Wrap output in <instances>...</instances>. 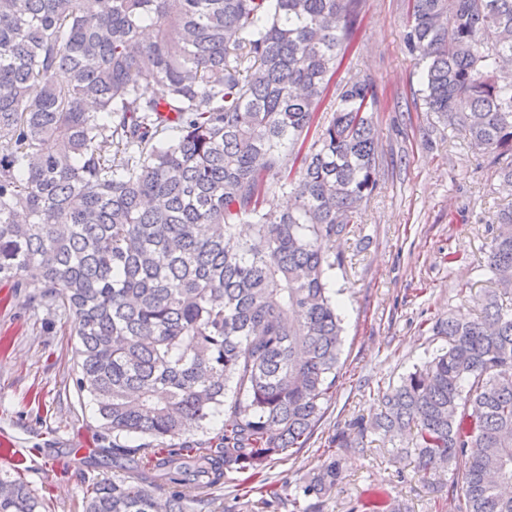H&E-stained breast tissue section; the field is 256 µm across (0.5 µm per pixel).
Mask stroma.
Here are the masks:
<instances>
[{
  "label": "stroma",
  "instance_id": "obj_1",
  "mask_svg": "<svg viewBox=\"0 0 512 512\" xmlns=\"http://www.w3.org/2000/svg\"><path fill=\"white\" fill-rule=\"evenodd\" d=\"M405 0H365L343 77L372 80L378 98V187L357 224L336 242L332 285L343 346L336 390L306 447L275 460L262 478L227 471L210 512H457L461 476L426 478L413 455H396L366 433L341 459L336 486L304 489L324 464L322 448L350 423L371 419L382 392L447 345L436 321L478 315L474 298L498 290L487 267L499 210L512 205L489 159L465 134L424 110L423 65L404 45ZM0 283V437L15 443L0 470L21 476L49 512H83L94 481L131 476L113 467L111 436L79 394L69 321Z\"/></svg>",
  "mask_w": 512,
  "mask_h": 512
}]
</instances>
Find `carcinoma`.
<instances>
[{
  "label": "carcinoma",
  "instance_id": "carcinoma-1",
  "mask_svg": "<svg viewBox=\"0 0 512 512\" xmlns=\"http://www.w3.org/2000/svg\"><path fill=\"white\" fill-rule=\"evenodd\" d=\"M361 6L0 0V281H38L29 302L69 316L78 391L135 469L87 488L85 512H198L225 471L258 477L313 436L341 351L330 244L377 187L373 85L336 82ZM405 40L426 111L512 186V0H409ZM286 189L288 210L265 208ZM497 223L488 266L511 287L512 208ZM478 302L370 428L462 472L458 512H512V310ZM354 447L329 440L305 493ZM0 512L46 510L4 473Z\"/></svg>",
  "mask_w": 512,
  "mask_h": 512
}]
</instances>
